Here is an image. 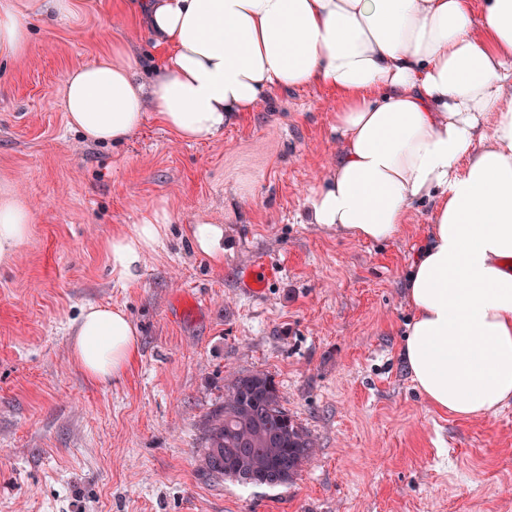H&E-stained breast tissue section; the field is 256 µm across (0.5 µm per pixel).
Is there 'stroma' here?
<instances>
[{"label":"stroma","instance_id":"35a3bbf8","mask_svg":"<svg viewBox=\"0 0 512 512\" xmlns=\"http://www.w3.org/2000/svg\"><path fill=\"white\" fill-rule=\"evenodd\" d=\"M37 22L0 62V181L33 224L0 266V512H512V404L476 418L434 408L399 349L412 316L405 272L430 224L409 211L384 243L306 221L336 160L333 92H270L205 143L147 119L128 142L69 130L66 75L129 45L157 48L138 0ZM169 217L137 283L115 280L106 243L141 212ZM224 227V263L188 225ZM275 274L248 287L258 262ZM90 303L125 309L140 331L130 366L89 379L70 333ZM268 373L316 454L288 487L218 479L203 422L230 376Z\"/></svg>","mask_w":512,"mask_h":512}]
</instances>
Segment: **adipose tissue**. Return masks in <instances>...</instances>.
Instances as JSON below:
<instances>
[{"label": "adipose tissue", "instance_id": "1", "mask_svg": "<svg viewBox=\"0 0 512 512\" xmlns=\"http://www.w3.org/2000/svg\"><path fill=\"white\" fill-rule=\"evenodd\" d=\"M100 0H0V59L34 20L98 12ZM157 44L150 80L115 46L67 75V121L89 143L121 144L156 116L206 142L271 91L337 96L342 147L306 200L310 223L389 241L431 201L406 288L414 317L400 355L427 401L460 418L512 404V0H142ZM31 211L0 186V263L26 240ZM165 212H143L107 243L112 273L136 282L162 247ZM139 330L119 308L85 306L71 353L107 382L135 358Z\"/></svg>", "mask_w": 512, "mask_h": 512}]
</instances>
